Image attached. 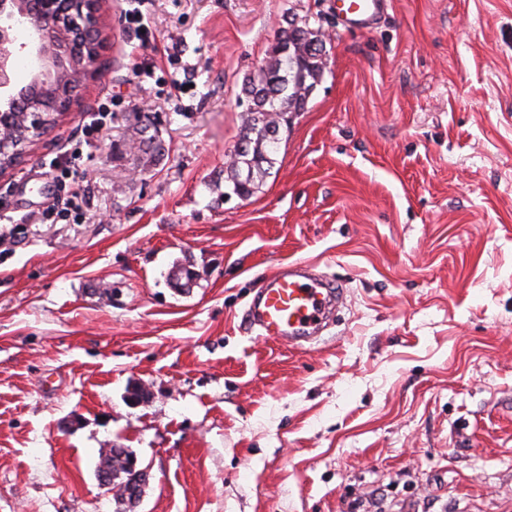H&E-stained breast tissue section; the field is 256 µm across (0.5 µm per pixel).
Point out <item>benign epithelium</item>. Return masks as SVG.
Listing matches in <instances>:
<instances>
[{
  "label": "benign epithelium",
  "instance_id": "7a95c632",
  "mask_svg": "<svg viewBox=\"0 0 512 512\" xmlns=\"http://www.w3.org/2000/svg\"><path fill=\"white\" fill-rule=\"evenodd\" d=\"M41 14L33 25L30 39L17 43L15 24L28 13V0H0V112H23L32 123L34 136L50 130L52 121L45 118L51 111L50 100L62 98L71 108L84 80L95 73L101 42L98 34V0H41ZM26 49L39 62L28 86L45 89V97L27 100V86L15 79V58ZM27 142H13L9 134H0V153L17 160L27 153ZM120 459L129 473L128 480L118 484L114 475L101 472L98 480L115 496L135 504L149 481V472L138 467L136 456L128 449L120 450Z\"/></svg>",
  "mask_w": 512,
  "mask_h": 512
}]
</instances>
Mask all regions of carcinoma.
Here are the masks:
<instances>
[{
	"label": "carcinoma",
	"instance_id": "1",
	"mask_svg": "<svg viewBox=\"0 0 512 512\" xmlns=\"http://www.w3.org/2000/svg\"><path fill=\"white\" fill-rule=\"evenodd\" d=\"M324 70L323 41L318 32L288 22L277 44L243 81L247 111L242 113L235 164L224 177V196L248 198L260 189L275 164L280 132L288 129V114L304 109ZM1 126L21 138L23 113L1 112Z\"/></svg>",
	"mask_w": 512,
	"mask_h": 512
}]
</instances>
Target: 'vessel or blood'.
Masks as SVG:
<instances>
[{"instance_id": "1", "label": "vessel or blood", "mask_w": 512, "mask_h": 512, "mask_svg": "<svg viewBox=\"0 0 512 512\" xmlns=\"http://www.w3.org/2000/svg\"><path fill=\"white\" fill-rule=\"evenodd\" d=\"M385 0H337L336 14L347 29L369 30ZM343 297L342 288L315 273L308 262L280 266L246 309L259 335L291 345L315 340Z\"/></svg>"}]
</instances>
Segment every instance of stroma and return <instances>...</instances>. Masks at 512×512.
I'll use <instances>...</instances> for the list:
<instances>
[{"label":"stroma","instance_id":"obj_1","mask_svg":"<svg viewBox=\"0 0 512 512\" xmlns=\"http://www.w3.org/2000/svg\"><path fill=\"white\" fill-rule=\"evenodd\" d=\"M98 16V74L0 179V214L39 215L111 102L66 220L0 244V512H512V0H387L365 32L336 0ZM290 19L323 78L261 191L225 197L243 80ZM306 260L337 325L257 336L250 298ZM115 444L150 474L131 508L95 475ZM111 125L112 108L106 103L99 104L91 111L89 122L81 130L82 145L90 148L97 145ZM82 158V149L74 148L69 156L57 154L50 160L49 167L59 173L56 175V181L59 185V191L63 192V194L70 193L72 180L79 175Z\"/></svg>","mask_w":512,"mask_h":512}]
</instances>
